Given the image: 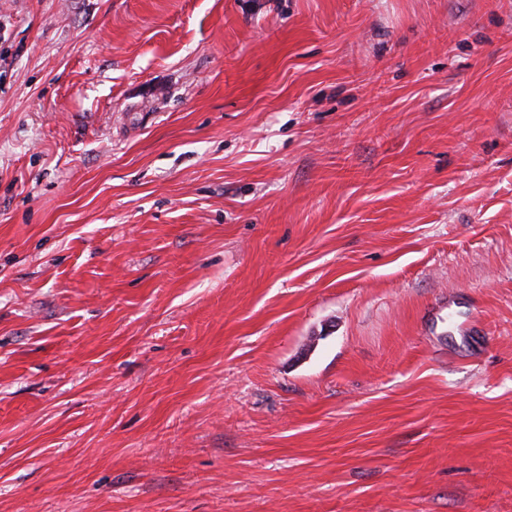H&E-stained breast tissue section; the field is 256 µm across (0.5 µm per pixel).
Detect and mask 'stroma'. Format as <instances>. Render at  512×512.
<instances>
[{
	"label": "stroma",
	"mask_w": 512,
	"mask_h": 512,
	"mask_svg": "<svg viewBox=\"0 0 512 512\" xmlns=\"http://www.w3.org/2000/svg\"><path fill=\"white\" fill-rule=\"evenodd\" d=\"M0 22V512H512V0Z\"/></svg>",
	"instance_id": "obj_1"
}]
</instances>
